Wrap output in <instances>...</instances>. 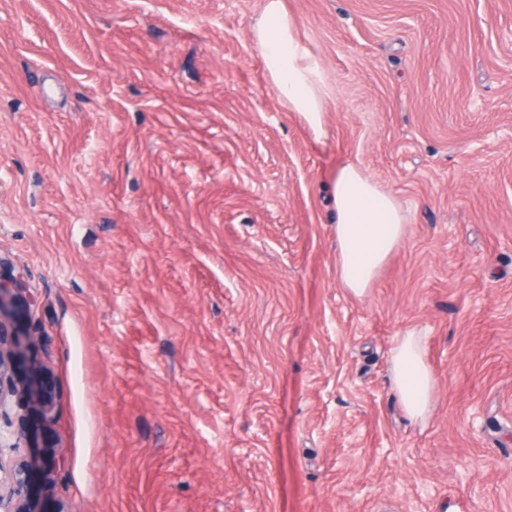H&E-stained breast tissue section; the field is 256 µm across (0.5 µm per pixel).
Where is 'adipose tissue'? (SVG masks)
<instances>
[{
  "label": "adipose tissue",
  "mask_w": 512,
  "mask_h": 512,
  "mask_svg": "<svg viewBox=\"0 0 512 512\" xmlns=\"http://www.w3.org/2000/svg\"><path fill=\"white\" fill-rule=\"evenodd\" d=\"M253 36L265 74L283 105L315 136H322L331 89L319 59L303 41L284 0H264ZM330 189L336 213L337 274L345 288L361 298L405 238L406 218L397 198L351 161L337 165ZM389 372L407 417L416 423L427 420L435 401L436 382L416 332L398 337Z\"/></svg>",
  "instance_id": "obj_1"
}]
</instances>
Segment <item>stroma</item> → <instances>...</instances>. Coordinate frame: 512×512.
I'll use <instances>...</instances> for the list:
<instances>
[{"mask_svg":"<svg viewBox=\"0 0 512 512\" xmlns=\"http://www.w3.org/2000/svg\"><path fill=\"white\" fill-rule=\"evenodd\" d=\"M262 3L0 0V494L50 454L34 512H512V0H285L320 138ZM343 160L408 224L359 299ZM411 330L422 424L389 377ZM253 27L254 43L269 82L283 105L318 138L324 134V112L331 97L325 71L303 41L283 0H263ZM416 331L399 336L391 352L390 378L402 408L413 422L427 420L435 401V378Z\"/></svg>","mask_w":512,"mask_h":512,"instance_id":"1","label":"stroma"}]
</instances>
